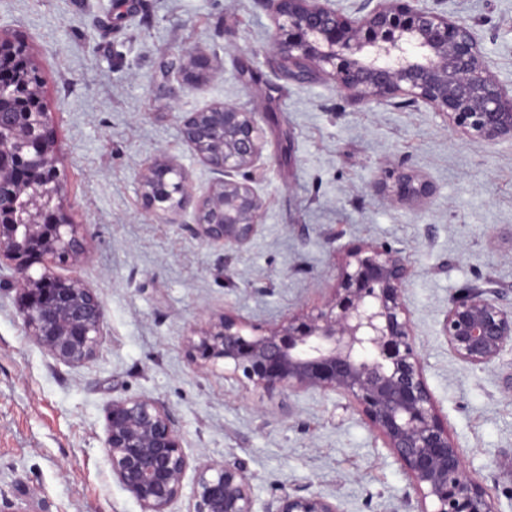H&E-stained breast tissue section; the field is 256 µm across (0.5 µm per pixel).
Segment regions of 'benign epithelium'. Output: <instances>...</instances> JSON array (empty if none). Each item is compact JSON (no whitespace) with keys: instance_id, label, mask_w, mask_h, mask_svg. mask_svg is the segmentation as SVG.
I'll use <instances>...</instances> for the list:
<instances>
[{"instance_id":"benign-epithelium-1","label":"benign epithelium","mask_w":512,"mask_h":512,"mask_svg":"<svg viewBox=\"0 0 512 512\" xmlns=\"http://www.w3.org/2000/svg\"><path fill=\"white\" fill-rule=\"evenodd\" d=\"M272 13L271 46L283 73L307 80L322 72L358 103L402 98L421 102L470 137L512 141V93L491 74L471 25L419 5L420 0H361L350 20L332 0H264ZM183 82L209 70L207 56L189 52ZM17 101L30 108L22 122L0 98V288L17 294L28 338L55 360L78 366L99 352L103 308L76 277L61 278L57 263L77 264L88 249L81 225L62 207L45 217L38 198L62 199L60 147L47 129L38 87ZM183 141L224 175L211 191L194 193L186 170L168 153L139 173L143 208L162 224L190 211L195 232L210 244L242 247L256 231L261 200L234 174L260 156L257 113L219 103L180 117ZM372 191L401 203H420L434 188L404 167L385 170ZM43 270L35 275L33 265ZM407 258L365 244L350 249L333 296L322 307L263 329L226 313L186 337L204 373L222 368L268 392L332 390L366 418L400 462L415 512H498L487 489L465 468L458 443L437 413L404 291ZM442 333L463 364L485 367L512 344V306L475 292L448 306ZM106 448L112 475L142 512H168L189 468L170 410L159 401L126 396L112 401ZM191 512H256L252 475L241 462L195 468ZM265 512H341L320 493L284 492Z\"/></svg>"}]
</instances>
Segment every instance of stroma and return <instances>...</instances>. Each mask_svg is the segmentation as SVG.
I'll return each instance as SVG.
<instances>
[{
	"label": "stroma",
	"mask_w": 512,
	"mask_h": 512,
	"mask_svg": "<svg viewBox=\"0 0 512 512\" xmlns=\"http://www.w3.org/2000/svg\"><path fill=\"white\" fill-rule=\"evenodd\" d=\"M0 0V37L35 67L63 153V208L88 242L60 264L104 311L89 362L56 361L31 342L15 292L0 290V505L14 512H141L105 448L114 399L171 411L190 462H243L256 512L283 491L336 499L342 512H409L400 463L359 410L333 391L268 394L201 373L186 338L229 312L264 328L325 304L349 248L408 257L404 296L436 409L467 470L512 512V349L479 370L449 350L442 323L471 290L512 303V142L454 131L425 104L357 103L332 80L285 78L263 0ZM468 21L491 73L512 91V0H420ZM211 69L182 82V54ZM216 103L258 112L259 159L243 174L262 201L242 248L161 224L138 172L175 157L198 193L218 176L183 141L178 118ZM429 180L415 205L373 194L386 168Z\"/></svg>",
	"instance_id": "obj_1"
}]
</instances>
